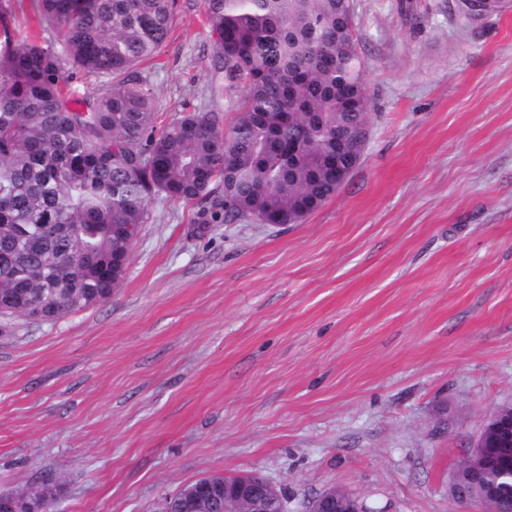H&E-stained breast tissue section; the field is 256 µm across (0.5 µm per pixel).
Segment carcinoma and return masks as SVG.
I'll list each match as a JSON object with an SVG mask.
<instances>
[{
  "label": "carcinoma",
  "instance_id": "obj_1",
  "mask_svg": "<svg viewBox=\"0 0 512 512\" xmlns=\"http://www.w3.org/2000/svg\"><path fill=\"white\" fill-rule=\"evenodd\" d=\"M18 2L0 0L1 318L16 316L7 293L44 322L109 299L159 196L212 223L301 224L342 186L336 165L358 166L370 99L353 0H203L218 69L245 88L227 134L215 113L155 129L137 65L167 39L175 0H32L59 52L19 25ZM69 63L112 86L74 97Z\"/></svg>",
  "mask_w": 512,
  "mask_h": 512
}]
</instances>
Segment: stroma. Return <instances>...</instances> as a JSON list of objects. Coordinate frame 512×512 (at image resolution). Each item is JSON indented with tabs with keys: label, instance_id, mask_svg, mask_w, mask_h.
Listing matches in <instances>:
<instances>
[{
	"label": "stroma",
	"instance_id": "obj_1",
	"mask_svg": "<svg viewBox=\"0 0 512 512\" xmlns=\"http://www.w3.org/2000/svg\"><path fill=\"white\" fill-rule=\"evenodd\" d=\"M354 0L370 137L300 224H204L156 199L111 298L0 326V492L56 512H156L259 474L287 512H453L448 480L512 404V13ZM140 76L156 126L237 122L202 0ZM214 475L219 474H210L197 479L200 480V484L189 495V499L195 508L202 504L210 506L214 502L219 501L220 486L214 485L210 479V476ZM353 504L355 501L351 498H347L344 501H340L336 498L334 490L329 489L317 496L309 506V512H357L358 508H355Z\"/></svg>",
	"mask_w": 512,
	"mask_h": 512
}]
</instances>
